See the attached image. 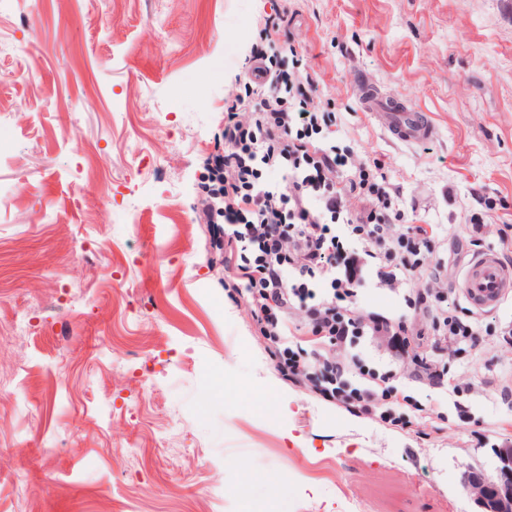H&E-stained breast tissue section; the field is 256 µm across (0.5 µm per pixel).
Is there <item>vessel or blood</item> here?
<instances>
[{
    "label": "vessel or blood",
    "mask_w": 512,
    "mask_h": 512,
    "mask_svg": "<svg viewBox=\"0 0 512 512\" xmlns=\"http://www.w3.org/2000/svg\"><path fill=\"white\" fill-rule=\"evenodd\" d=\"M358 96L364 110L371 112L393 139L414 144L435 139L432 123L404 102L382 96L364 85L359 86ZM459 288L472 309H496L512 297V265L505 263L496 251H480L468 261Z\"/></svg>",
    "instance_id": "1"
}]
</instances>
